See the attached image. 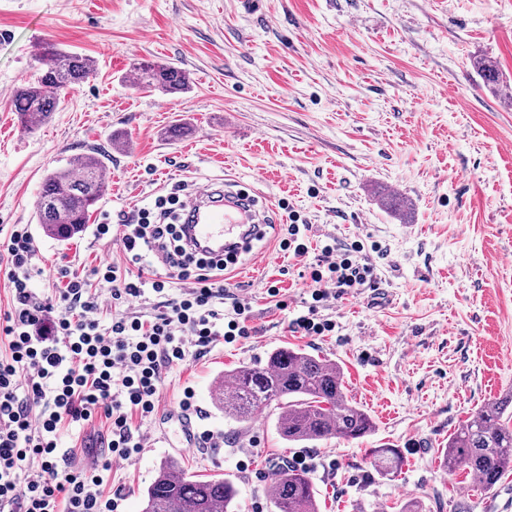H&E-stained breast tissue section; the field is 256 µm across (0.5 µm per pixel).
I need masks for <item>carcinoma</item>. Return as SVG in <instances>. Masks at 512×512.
<instances>
[{"instance_id":"cac0c4a2","label":"carcinoma","mask_w":512,"mask_h":512,"mask_svg":"<svg viewBox=\"0 0 512 512\" xmlns=\"http://www.w3.org/2000/svg\"><path fill=\"white\" fill-rule=\"evenodd\" d=\"M44 69L15 91L13 111L21 126L34 129L48 120L61 103V95L84 83L96 62L85 55L45 44L40 51ZM488 85L499 81L494 64L477 60ZM137 86L167 94L189 89L181 69L144 60L135 67ZM103 162L94 153L70 159L44 176L36 217L44 233L70 237L80 233L89 213L108 192ZM224 416L239 424L252 422L262 410H278L277 430L295 448L328 442L353 441L374 430L371 416L348 398L344 372L330 359L299 347H276L266 364L243 365L224 372L216 393ZM512 393L485 403L464 420L441 451L443 467L464 469L484 489L493 488L512 471ZM377 476L388 478L401 470V449H368ZM268 495L277 512H319L317 491L307 472L288 464L275 465ZM239 489L230 479H202L188 473L173 459L161 464L143 494L142 512H237Z\"/></svg>"}]
</instances>
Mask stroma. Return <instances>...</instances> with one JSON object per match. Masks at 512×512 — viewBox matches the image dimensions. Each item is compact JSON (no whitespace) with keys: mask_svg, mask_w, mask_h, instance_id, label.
Instances as JSON below:
<instances>
[{"mask_svg":"<svg viewBox=\"0 0 512 512\" xmlns=\"http://www.w3.org/2000/svg\"><path fill=\"white\" fill-rule=\"evenodd\" d=\"M46 42L93 58L96 72L29 131L11 97L42 69ZM478 58L497 65L499 89L485 86ZM143 60L186 71L188 91L139 89ZM89 152L106 163L107 195L78 235L45 236L44 175ZM224 180L255 192L275 224L229 279L253 334L163 373L154 413L128 416L144 448L105 473L104 494L141 512L161 461L175 458L234 480L239 512H274L271 465L306 456L321 512H393L413 499L423 512H512V474L487 491L440 464L458 425L512 389V0H0V237L30 228L46 270L39 296L56 293L61 264L91 275L109 249L97 225L173 186ZM295 218L311 242L378 247L374 286L329 298L320 313L336 328L320 336L289 326L311 300L305 260L278 248L277 225ZM287 343L342 366L372 436L291 448L274 410L248 426L225 417L215 402L225 371ZM188 391L220 447H169L170 412ZM109 426L101 415L59 427L73 467L106 459ZM383 444L405 455L391 479L366 456Z\"/></svg>","mask_w":512,"mask_h":512,"instance_id":"1","label":"stroma"}]
</instances>
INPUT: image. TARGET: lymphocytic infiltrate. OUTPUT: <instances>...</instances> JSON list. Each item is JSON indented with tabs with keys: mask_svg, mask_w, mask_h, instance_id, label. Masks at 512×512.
I'll use <instances>...</instances> for the list:
<instances>
[{
	"mask_svg": "<svg viewBox=\"0 0 512 512\" xmlns=\"http://www.w3.org/2000/svg\"><path fill=\"white\" fill-rule=\"evenodd\" d=\"M178 192L159 196L129 212L119 224H100L99 238L113 241L122 257L100 259L88 279L63 265L53 270L62 285L55 296H38L34 277L43 275L39 248L28 225H14L0 238L5 265L0 277L13 308L0 318L10 354L0 358V512H115L114 498L100 488L114 462L130 461L142 448L128 410L148 416L164 370L186 361L217 339L232 343L251 335L248 305L233 299L223 311L224 275L236 258L215 260L186 252ZM365 245L326 238L307 269L311 304L293 318V331L310 336L335 328L319 316L320 303L376 278ZM187 292L174 294L175 285ZM158 299L152 321L122 313V306ZM110 421L107 461L91 460L80 471L61 464L59 423ZM41 467L26 470L27 461Z\"/></svg>",
	"mask_w": 512,
	"mask_h": 512,
	"instance_id": "1",
	"label": "lymphocytic infiltrate"
}]
</instances>
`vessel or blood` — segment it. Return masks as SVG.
Returning <instances> with one entry per match:
<instances>
[{"label": "vessel or blood", "instance_id": "vessel-or-blood-1", "mask_svg": "<svg viewBox=\"0 0 512 512\" xmlns=\"http://www.w3.org/2000/svg\"><path fill=\"white\" fill-rule=\"evenodd\" d=\"M184 213L187 248L215 258L250 252L254 241L265 237L269 222L250 190L228 184L199 187L185 200Z\"/></svg>", "mask_w": 512, "mask_h": 512}]
</instances>
